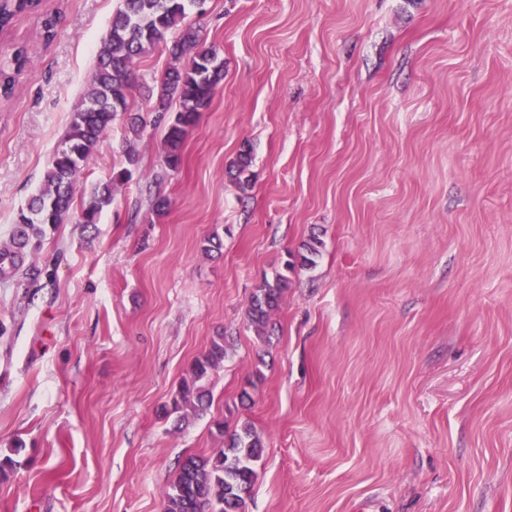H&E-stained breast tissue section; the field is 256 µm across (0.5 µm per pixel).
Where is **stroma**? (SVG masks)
Returning a JSON list of instances; mask_svg holds the SVG:
<instances>
[{
    "instance_id": "35a3bbf8",
    "label": "stroma",
    "mask_w": 512,
    "mask_h": 512,
    "mask_svg": "<svg viewBox=\"0 0 512 512\" xmlns=\"http://www.w3.org/2000/svg\"><path fill=\"white\" fill-rule=\"evenodd\" d=\"M119 4L42 0L0 33V244ZM184 24L224 80L179 168L165 42L133 65L144 129L116 116L78 176L81 201L131 170L98 224L0 269V512H162L218 419L265 442L245 512H512V0H206ZM313 236L260 340L252 292ZM217 336L212 405L177 427L163 407Z\"/></svg>"
}]
</instances>
